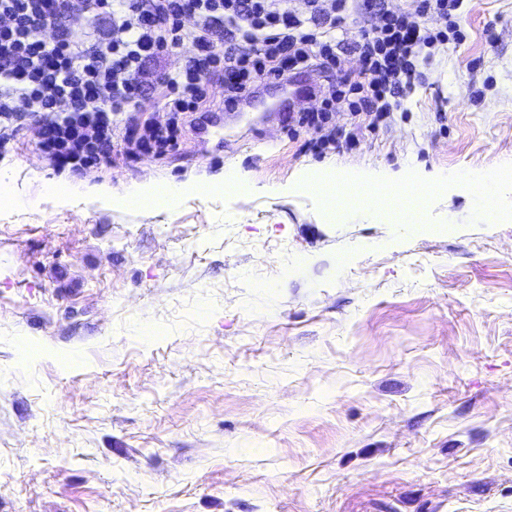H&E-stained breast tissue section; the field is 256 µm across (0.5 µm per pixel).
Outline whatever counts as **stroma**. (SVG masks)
Masks as SVG:
<instances>
[{
  "label": "stroma",
  "instance_id": "obj_1",
  "mask_svg": "<svg viewBox=\"0 0 512 512\" xmlns=\"http://www.w3.org/2000/svg\"><path fill=\"white\" fill-rule=\"evenodd\" d=\"M376 15L346 18L337 67ZM461 39L414 62L358 142L261 103L194 113L178 148L58 166L0 122V512H512V0H463ZM246 187L164 211L66 202L45 184L216 175ZM473 174L420 229L327 220L332 163Z\"/></svg>",
  "mask_w": 512,
  "mask_h": 512
}]
</instances>
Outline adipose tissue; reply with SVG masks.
Here are the masks:
<instances>
[{
  "label": "adipose tissue",
  "instance_id": "adipose-tissue-1",
  "mask_svg": "<svg viewBox=\"0 0 512 512\" xmlns=\"http://www.w3.org/2000/svg\"><path fill=\"white\" fill-rule=\"evenodd\" d=\"M245 176L239 168L227 166L221 174L201 175L185 183L153 179L132 183L122 192H114L105 184L84 185L81 196L88 202L113 203L125 208L139 205L145 210H159L184 195H205L220 188L242 186ZM438 185L464 194L479 191L481 176H450L437 172H390L371 165L362 167L332 166L323 170H300L292 182L271 186L274 194L286 195L304 191L322 200L330 216L355 210L374 216L396 209L403 223L417 228L424 224V211L415 199Z\"/></svg>",
  "mask_w": 512,
  "mask_h": 512
}]
</instances>
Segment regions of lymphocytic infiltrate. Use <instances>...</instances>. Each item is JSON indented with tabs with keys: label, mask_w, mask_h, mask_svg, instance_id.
<instances>
[{
	"label": "lymphocytic infiltrate",
	"mask_w": 512,
	"mask_h": 512,
	"mask_svg": "<svg viewBox=\"0 0 512 512\" xmlns=\"http://www.w3.org/2000/svg\"><path fill=\"white\" fill-rule=\"evenodd\" d=\"M0 0V117L21 118L17 104L37 105L43 151L75 170L109 159L116 148L129 156L177 146L179 118L206 108V88L224 83V109L238 108L263 84L288 86L298 75L312 77L307 96L320 100L317 112L299 111L298 126L319 131L314 148L337 139L358 140L374 131L399 105L415 77L412 58L445 43V33H429V11L450 14L461 0H410L401 14L382 15L365 29L356 49L362 69L337 76L336 31L350 0ZM86 18L81 38H73L68 17ZM55 29L46 43V29ZM223 52H214L216 37ZM197 55L178 67L168 59L184 42ZM252 44L242 54L239 42ZM346 101L352 124L329 128V110ZM115 112L168 113L149 120L142 135L112 133Z\"/></svg>",
	"instance_id": "lymphocytic-infiltrate-1"
}]
</instances>
